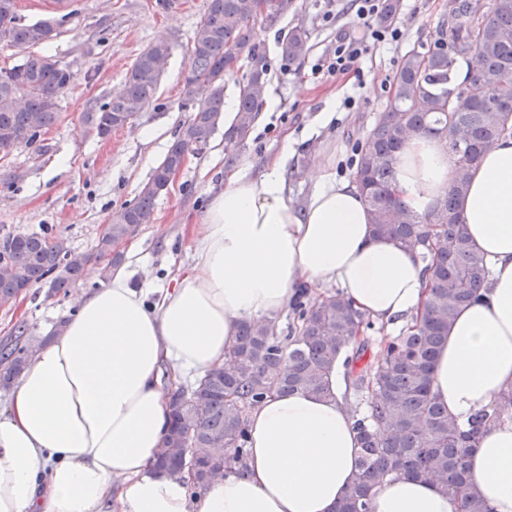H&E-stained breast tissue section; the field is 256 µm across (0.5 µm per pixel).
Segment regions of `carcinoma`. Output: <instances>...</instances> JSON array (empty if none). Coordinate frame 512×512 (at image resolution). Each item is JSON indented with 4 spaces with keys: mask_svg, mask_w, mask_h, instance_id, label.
<instances>
[{
    "mask_svg": "<svg viewBox=\"0 0 512 512\" xmlns=\"http://www.w3.org/2000/svg\"><path fill=\"white\" fill-rule=\"evenodd\" d=\"M256 0H207L205 14L190 39L186 99L195 109L184 129L154 168L137 198L110 217L96 252L73 250L47 224L38 232L0 237V308L42 283L54 296L78 284L88 265L107 279L123 253L113 243L134 237L153 220L155 202L167 190L191 148L207 145L224 114V80L243 64L249 72L239 84L236 116L224 139H248L267 91L266 54L257 29L274 27L296 11V0H265L260 23L251 21ZM57 35L56 24H21L16 0H0V43L15 48L19 63L0 71V153L37 146L48 151L44 135L59 119L58 102L71 84L59 60L36 51ZM438 49L408 52L393 77L394 96L364 140L357 144L353 179L372 214L374 233L423 250L431 272L424 314L394 336L373 341L374 321L339 292L312 300L302 293L283 329L278 319L245 320L224 365L170 394L171 424L154 462L158 472L180 473L193 458L185 452L224 449L226 467L242 466L246 454L247 411L272 393L304 391L331 395L332 376L342 374L344 400L358 432L360 456L350 494L335 512H371L377 487L397 474L433 480L462 512H493L470 491L467 458L486 428L512 421V389L496 404L460 425L431 393L435 355L447 338L456 312L480 298L488 263L471 244L458 210L468 174L500 136L512 130V0H492L479 12L472 0L442 21ZM282 57L304 58L310 32L290 30L279 42ZM171 45L159 40L145 48L128 69L122 91L97 110L85 113L89 131L106 138L132 122L153 102ZM476 57L471 87L456 83L459 59ZM446 140L453 163L449 190L434 212L420 216L401 207L393 186L398 152L410 133ZM34 341L25 323L0 340V387L6 389L26 366ZM366 409H360V398Z\"/></svg>",
    "mask_w": 512,
    "mask_h": 512,
    "instance_id": "1",
    "label": "carcinoma"
}]
</instances>
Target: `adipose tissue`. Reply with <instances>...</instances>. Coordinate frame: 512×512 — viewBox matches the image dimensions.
<instances>
[{
    "label": "adipose tissue",
    "mask_w": 512,
    "mask_h": 512,
    "mask_svg": "<svg viewBox=\"0 0 512 512\" xmlns=\"http://www.w3.org/2000/svg\"><path fill=\"white\" fill-rule=\"evenodd\" d=\"M287 152L228 173L212 194L191 266L171 289L134 288L126 268L81 294L63 331L30 357L0 401V512H334L353 486L357 433L344 401L269 394L249 412L245 466L194 486L153 463L170 425L168 396L223 365L237 324L291 309L301 289L336 286L373 320L402 326L423 311L420 250L374 235L353 180L324 162L293 203ZM453 170L444 140L409 135L394 185L429 214ZM489 273L460 309L432 370V393L457 422L512 388V135L470 171L458 201ZM471 488L512 512V422L485 431L468 459ZM372 512H457L432 481L397 475Z\"/></svg>",
    "instance_id": "obj_1"
}]
</instances>
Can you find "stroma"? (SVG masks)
Listing matches in <instances>:
<instances>
[{
    "instance_id": "1",
    "label": "stroma",
    "mask_w": 512,
    "mask_h": 512,
    "mask_svg": "<svg viewBox=\"0 0 512 512\" xmlns=\"http://www.w3.org/2000/svg\"><path fill=\"white\" fill-rule=\"evenodd\" d=\"M297 2V12L259 34L266 48L271 108L258 112L243 145L227 148L219 130L205 149L187 153L156 201L153 222L130 241L139 258L131 267L133 286H168L190 266L192 235L210 190L223 187L225 174L245 163L261 174L265 160L279 152L284 134L294 139L286 169L294 202L307 200L312 185L304 173L317 156L332 161L337 177H350L354 145L393 95V76L404 55L432 47L450 8V0H403L395 20L400 39L377 44L362 59L360 75L336 77L319 66L332 57L338 40L352 33V0ZM205 7L206 0H186L185 7L169 12L162 0H17L22 22L57 21V36L41 51L70 69L72 86L61 96L59 120L46 134L49 152L22 147L0 160V168L22 175L14 184L0 183V235L50 224L75 250H94L102 224L135 200L192 115L184 90L189 40ZM299 24L311 33V49L291 62L281 56L278 41ZM160 39L171 42L172 52L155 101L131 124L97 138L84 123L85 113L109 101L135 58ZM322 112L332 115L325 127L316 121ZM101 284L98 272L90 270L68 293L52 298L44 285L27 288L12 307L0 308V337L20 321L35 338L50 335L73 312L76 297Z\"/></svg>"
}]
</instances>
